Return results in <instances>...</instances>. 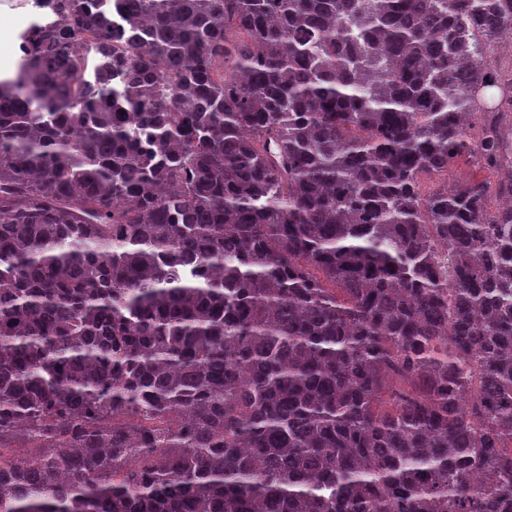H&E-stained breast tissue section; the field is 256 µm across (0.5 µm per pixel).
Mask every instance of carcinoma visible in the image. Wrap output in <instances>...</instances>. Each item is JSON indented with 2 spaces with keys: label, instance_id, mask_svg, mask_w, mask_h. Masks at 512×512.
Here are the masks:
<instances>
[{
  "label": "carcinoma",
  "instance_id": "cac0c4a2",
  "mask_svg": "<svg viewBox=\"0 0 512 512\" xmlns=\"http://www.w3.org/2000/svg\"><path fill=\"white\" fill-rule=\"evenodd\" d=\"M46 2L0 77V512H512V208L421 185L512 197V0ZM83 46L84 49L80 55L82 58V64L78 70L79 83L84 87H97L102 73L93 49V41L91 38H88V41L85 42ZM485 180L493 182L496 176L481 168L476 158L465 155L460 157L455 164L448 169V172L433 174L423 178V184L428 189L443 187L448 183V187L464 183L469 180Z\"/></svg>",
  "mask_w": 512,
  "mask_h": 512
}]
</instances>
